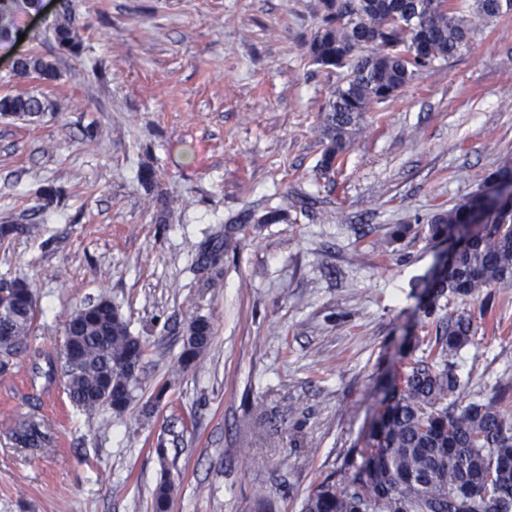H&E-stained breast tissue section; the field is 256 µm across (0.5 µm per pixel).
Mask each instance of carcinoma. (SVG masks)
Masks as SVG:
<instances>
[{"instance_id":"obj_1","label":"carcinoma","mask_w":512,"mask_h":512,"mask_svg":"<svg viewBox=\"0 0 512 512\" xmlns=\"http://www.w3.org/2000/svg\"><path fill=\"white\" fill-rule=\"evenodd\" d=\"M40 0H0V40L10 37L23 9ZM323 15L308 42L311 63L321 70L344 69L332 92L321 127L324 149L321 174L352 145L363 114L392 97L422 72L463 51L474 34L512 13V0H323ZM63 51L80 56L83 42L72 13L63 6L54 26ZM44 80L57 77L55 65L36 54L21 58L15 75ZM45 111L31 95L0 98V115L31 121ZM487 184L512 185V156H503L485 178ZM318 203L311 195L269 208L260 218L273 224L288 216V206L307 210ZM484 207L475 194L428 220L433 240L466 232L448 267L434 278L425 318L444 310L441 300L483 298L484 290L512 280V209L503 205L488 223L473 228V215ZM222 246H207L198 258L202 270L219 267ZM24 280L10 281L0 295V374L27 346L35 332L38 305ZM475 336L471 316L438 318L434 336H420V355L386 386L382 409L365 436L364 448L348 452L342 464L307 495L302 512H512V417L499 407L496 390L485 401L464 400L457 373L460 351ZM212 328L203 317L185 326L182 350L172 369L177 375L201 367ZM145 342L130 321L105 297L73 312L64 329L59 360L72 404L90 417L102 408L118 416L129 408ZM14 439L23 448L49 442L43 420L19 424ZM176 487L166 467L152 494V512H170Z\"/></svg>"}]
</instances>
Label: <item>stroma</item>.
<instances>
[{
  "mask_svg": "<svg viewBox=\"0 0 512 512\" xmlns=\"http://www.w3.org/2000/svg\"><path fill=\"white\" fill-rule=\"evenodd\" d=\"M65 6L79 58L55 40ZM321 13L322 0H42L19 16L0 97L48 108L31 123L0 117V225L37 227L0 239V281L30 283L43 314L0 374V512H150L165 469L170 512H301L362 448L385 384L435 329L419 310L445 249L429 216L512 154V14L372 105L322 178L324 108L344 74L310 62ZM18 53L51 60L57 79L15 77ZM143 160L173 200L166 223L135 176ZM46 187L63 189L60 203L44 207ZM300 192L318 204L261 223L265 205ZM393 224L413 231L388 245ZM212 234L229 247L219 273L192 263ZM102 294L147 349L126 413L89 418L51 363L67 317ZM449 309L480 317L459 360L467 394L512 388V283L489 305ZM196 316L212 326L203 367L164 388ZM32 415L45 447L12 437Z\"/></svg>",
  "mask_w": 512,
  "mask_h": 512,
  "instance_id": "35a3bbf8",
  "label": "stroma"
}]
</instances>
